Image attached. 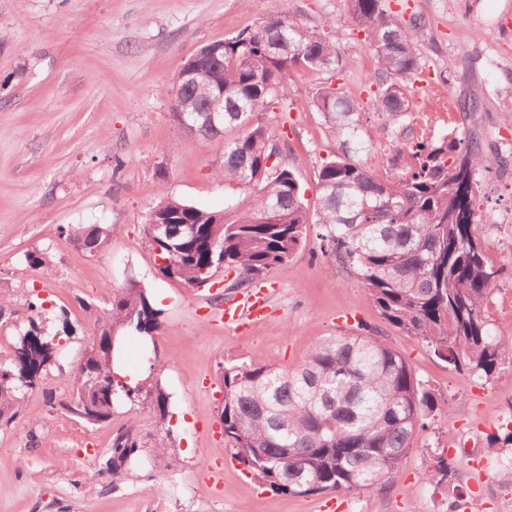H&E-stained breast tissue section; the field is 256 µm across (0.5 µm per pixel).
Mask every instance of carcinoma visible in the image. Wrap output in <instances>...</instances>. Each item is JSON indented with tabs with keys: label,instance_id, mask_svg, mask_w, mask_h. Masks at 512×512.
Here are the masks:
<instances>
[{
	"label": "carcinoma",
	"instance_id": "obj_1",
	"mask_svg": "<svg viewBox=\"0 0 512 512\" xmlns=\"http://www.w3.org/2000/svg\"><path fill=\"white\" fill-rule=\"evenodd\" d=\"M351 20L366 33L376 68L377 111L398 118L412 111L409 81L421 66L418 42L428 20L413 15L402 24L385 0H347ZM335 22L321 33L309 31L291 17L269 18L255 30H243L214 42L216 58L194 60L191 91L172 88L173 117L193 97L206 107L224 90V117L202 127L200 136L224 140V161L215 176L240 188L246 208L224 213L199 208L164 195L159 216L171 218L170 243L148 240L162 249L170 264L157 268L165 279L199 287L220 271L238 273L237 285L290 259L306 242L310 226L319 229L323 253L353 273L380 315L400 332L421 339L458 371L490 377L512 368V343L491 332L484 306L499 271L486 260L474 224L475 174L492 164L476 139L443 136L419 141L414 167L394 180L379 178L358 160L360 102L326 85L313 106L339 141L340 153L318 174L315 217L293 172L269 164L276 154L272 133L261 114L288 96L290 70L334 73L341 66ZM235 129L231 140L224 133ZM197 237H185V226ZM75 242L87 252L103 242L98 227L81 228ZM111 305L96 316V328L116 325L121 345L128 340L151 343L149 332L162 326L163 310L136 280L110 289ZM73 333L67 320L50 335L32 317L18 331L14 357L0 364V421L19 413L18 394L34 389L60 354V341ZM105 358V338L97 336L80 360L76 400L91 407L88 420L79 407L60 406L86 425L108 420L115 408L142 398L165 423L170 394L158 375L123 380L114 372L98 378ZM224 440L234 457L272 491L294 495L325 491L368 490L397 471L412 449L417 430L437 404L434 394L415 377L407 362L378 336L339 334L317 341L294 369L270 366L224 367ZM148 443L133 429L112 439V481L136 465ZM452 467L441 458L426 474L443 482Z\"/></svg>",
	"mask_w": 512,
	"mask_h": 512
}]
</instances>
